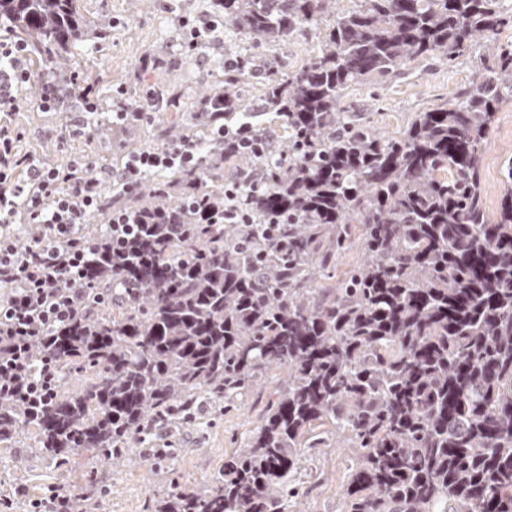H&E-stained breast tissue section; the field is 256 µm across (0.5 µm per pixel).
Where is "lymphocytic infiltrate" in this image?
Listing matches in <instances>:
<instances>
[{
    "mask_svg": "<svg viewBox=\"0 0 512 512\" xmlns=\"http://www.w3.org/2000/svg\"><path fill=\"white\" fill-rule=\"evenodd\" d=\"M22 44L0 40V112L23 105L22 89L30 80ZM17 133L0 124V397L17 401L51 400L56 395L51 361L36 363L32 345L50 347L83 306L88 289L87 267L101 243L115 233L131 236L144 222L143 212L107 205L101 193L104 180L90 168L49 167L18 154ZM204 159L201 142L185 136L159 147L133 153L112 175V191L125 196L140 193L162 173L196 169ZM264 176L255 170L238 173L224 187L222 211L202 209L204 221L248 224L252 217L242 194L266 192ZM105 217L100 232L87 231L92 216ZM22 224L30 243L19 246L13 232Z\"/></svg>",
    "mask_w": 512,
    "mask_h": 512,
    "instance_id": "1",
    "label": "lymphocytic infiltrate"
}]
</instances>
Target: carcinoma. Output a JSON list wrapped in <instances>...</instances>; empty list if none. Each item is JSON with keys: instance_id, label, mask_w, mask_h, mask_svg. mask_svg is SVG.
Listing matches in <instances>:
<instances>
[{"instance_id": "cac0c4a2", "label": "carcinoma", "mask_w": 512, "mask_h": 512, "mask_svg": "<svg viewBox=\"0 0 512 512\" xmlns=\"http://www.w3.org/2000/svg\"><path fill=\"white\" fill-rule=\"evenodd\" d=\"M78 0H0V30L53 73L88 24ZM329 0H217L216 18L261 46L328 14ZM512 27L500 0H363L336 14L320 53L267 77L266 109L288 127L270 163L209 143L197 171H177L136 210L174 216L173 184L197 204L224 196V167L262 166L255 223L141 224L129 249L94 261L90 284L134 281L123 312L79 315L46 355L59 379L89 373L49 402L0 400V440L27 427L44 454L95 449L120 460L147 428L186 416L197 398L231 404L269 370L286 378L261 424L204 487L169 491L155 512H284L288 471L314 423L358 448L345 512H512V164L498 213L487 214L479 167L494 112L512 100ZM488 44L449 108L419 113L396 137L339 107L344 91L400 73L418 57L455 60ZM227 98V127L243 90ZM362 262L318 288L353 239Z\"/></svg>"}]
</instances>
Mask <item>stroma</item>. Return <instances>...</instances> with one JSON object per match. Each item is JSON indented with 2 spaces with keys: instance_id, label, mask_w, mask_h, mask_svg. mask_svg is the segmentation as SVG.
<instances>
[{
  "instance_id": "1",
  "label": "stroma",
  "mask_w": 512,
  "mask_h": 512,
  "mask_svg": "<svg viewBox=\"0 0 512 512\" xmlns=\"http://www.w3.org/2000/svg\"><path fill=\"white\" fill-rule=\"evenodd\" d=\"M79 5L91 28L70 46L68 64L57 76L65 90L63 105L51 109L39 105L47 73L40 56L32 53L27 60L31 81L23 90L26 103L11 117L19 134V153L54 167H122L129 153L155 146V129L163 114L152 112L132 133L105 123L116 90H124L126 99L141 100L148 92L167 89L194 111L205 94L223 88L225 62L242 53L250 55L253 64L243 75L246 110L253 122L282 139L287 134L284 123L260 109L262 81L273 73L295 72L318 55L326 31L320 24L288 42L254 48L245 35L226 27L205 52L198 53L187 47L182 24L207 22L214 12L213 0H80ZM102 20L112 24L105 37L93 28ZM484 54L477 41L451 62L443 57L414 59L397 77L348 88L340 106L386 135H399L418 113L452 103L471 82ZM86 87L91 88L96 106L92 112L86 111L81 97ZM488 141L481 189L492 214L505 193L502 170L512 160V100L500 105ZM282 377V370L269 371L264 385L228 408L199 399L187 421L152 427L117 464L91 452L59 463L35 449L30 430L2 440L0 499L12 496L20 485L38 498L53 488L75 495L94 483L102 488L95 500L97 512H153L154 497L175 488L189 492L223 474L225 461L255 432ZM316 432L325 444L305 449L290 471L285 512H344L345 490L358 451L339 447L332 425L319 426ZM157 448L164 449V457L154 456Z\"/></svg>"
}]
</instances>
